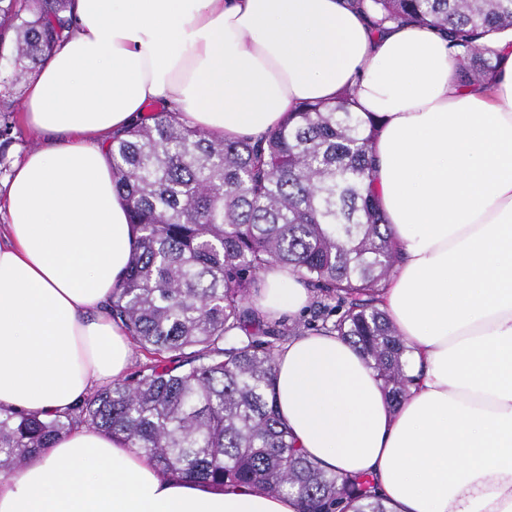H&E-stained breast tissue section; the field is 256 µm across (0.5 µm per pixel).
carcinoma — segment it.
Returning <instances> with one entry per match:
<instances>
[{"label":"carcinoma","instance_id":"1","mask_svg":"<svg viewBox=\"0 0 512 512\" xmlns=\"http://www.w3.org/2000/svg\"><path fill=\"white\" fill-rule=\"evenodd\" d=\"M380 32L419 25L457 48L467 86L496 76L487 38L512 31V0H347ZM72 0H0V66L10 85L37 70L70 29ZM346 91L307 102L258 142L213 138L165 109L112 138V175L139 246L112 296L149 363L78 407L39 415L0 408V473L86 426L117 435L166 476L291 491L301 512H388L367 475L323 470L297 448L273 388L275 355L294 336L334 333L408 395L410 346L379 308L396 262L370 177L380 125ZM0 96V164L14 141ZM278 264L314 292V315L270 324L249 306Z\"/></svg>","mask_w":512,"mask_h":512}]
</instances>
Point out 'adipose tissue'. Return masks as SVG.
<instances>
[{
    "label": "adipose tissue",
    "mask_w": 512,
    "mask_h": 512,
    "mask_svg": "<svg viewBox=\"0 0 512 512\" xmlns=\"http://www.w3.org/2000/svg\"><path fill=\"white\" fill-rule=\"evenodd\" d=\"M71 34L26 83L50 138L14 166L0 206V408L46 414L123 377L106 302L138 232L113 183V134L159 103L212 137L266 134L305 102L354 95L381 119L373 188L399 253L383 308L409 343L392 405L336 335L291 338L275 397L296 445L340 476L374 477L392 512H512V33L490 87L459 86L432 30L371 34L344 0H74ZM310 295L264 273L258 309ZM0 512H300L292 494L161 476L85 427L0 474Z\"/></svg>",
    "instance_id": "adipose-tissue-1"
}]
</instances>
